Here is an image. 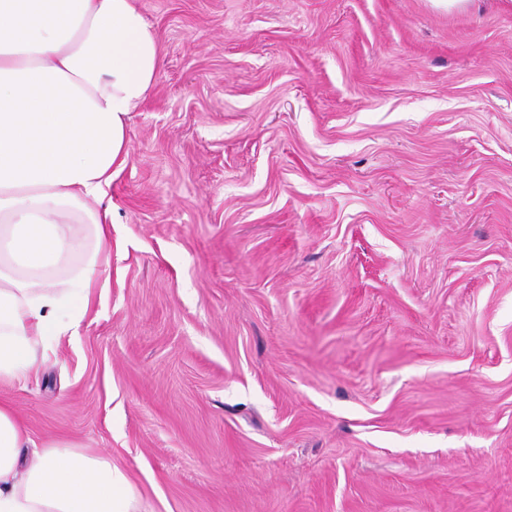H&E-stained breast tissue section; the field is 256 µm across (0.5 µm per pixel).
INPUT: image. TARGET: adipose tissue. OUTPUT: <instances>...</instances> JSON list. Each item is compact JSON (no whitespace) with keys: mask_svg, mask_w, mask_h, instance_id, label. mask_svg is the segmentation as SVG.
<instances>
[{"mask_svg":"<svg viewBox=\"0 0 512 512\" xmlns=\"http://www.w3.org/2000/svg\"><path fill=\"white\" fill-rule=\"evenodd\" d=\"M160 63L136 0H0V385L79 334L110 266L113 216L97 203ZM131 501L108 456L38 445L0 401V512H131Z\"/></svg>","mask_w":512,"mask_h":512,"instance_id":"1","label":"adipose tissue"}]
</instances>
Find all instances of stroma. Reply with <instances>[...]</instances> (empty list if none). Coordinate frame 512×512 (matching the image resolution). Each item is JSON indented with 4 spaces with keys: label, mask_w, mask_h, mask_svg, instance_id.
I'll return each instance as SVG.
<instances>
[{
    "label": "stroma",
    "mask_w": 512,
    "mask_h": 512,
    "mask_svg": "<svg viewBox=\"0 0 512 512\" xmlns=\"http://www.w3.org/2000/svg\"><path fill=\"white\" fill-rule=\"evenodd\" d=\"M111 277L0 387L132 512H512V0H138Z\"/></svg>",
    "instance_id": "1"
}]
</instances>
